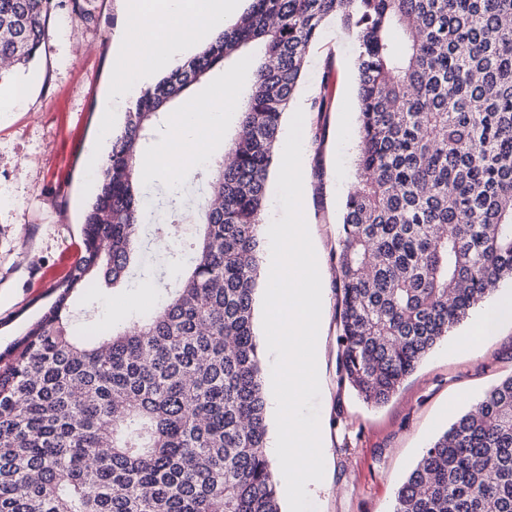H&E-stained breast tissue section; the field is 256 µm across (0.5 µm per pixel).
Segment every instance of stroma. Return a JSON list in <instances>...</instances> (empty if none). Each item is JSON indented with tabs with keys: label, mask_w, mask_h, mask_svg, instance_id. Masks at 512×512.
I'll return each instance as SVG.
<instances>
[{
	"label": "stroma",
	"mask_w": 512,
	"mask_h": 512,
	"mask_svg": "<svg viewBox=\"0 0 512 512\" xmlns=\"http://www.w3.org/2000/svg\"><path fill=\"white\" fill-rule=\"evenodd\" d=\"M95 15L86 25L70 8L51 17L45 52L28 67L39 85L22 108L0 114V351L17 341L53 299L51 286L75 265L82 249L83 216L94 195L126 105L112 102V59L134 20L123 0H87ZM356 40L335 22L323 25L297 97L319 93L326 60H333L329 112H305L304 209L322 261L335 266L337 226L345 182L355 178L358 140ZM197 165L164 171L144 183L156 215L172 188L198 193ZM319 420L327 448L326 485L311 494L316 512H389L398 487L430 441L478 397L512 375V327L480 352L459 346L458 326L384 405L366 404L340 384L337 373L336 281L323 284ZM159 289L91 288L78 306L100 325H115L153 305ZM343 494H335V487Z\"/></svg>",
	"instance_id": "stroma-1"
}]
</instances>
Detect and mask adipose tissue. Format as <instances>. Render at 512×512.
I'll return each mask as SVG.
<instances>
[{
  "label": "adipose tissue",
  "instance_id": "1",
  "mask_svg": "<svg viewBox=\"0 0 512 512\" xmlns=\"http://www.w3.org/2000/svg\"><path fill=\"white\" fill-rule=\"evenodd\" d=\"M238 0H128L126 10L138 20L127 44L117 53L112 96L124 101L147 88L154 74L175 65L200 46L204 37L224 27L237 10ZM239 104L234 77H227L216 94L190 104L171 116V134L180 145L179 155L161 150L143 167L144 178L205 160L215 134L224 127L225 113ZM512 325V295H500L475 320L463 337V350L475 353Z\"/></svg>",
  "mask_w": 512,
  "mask_h": 512
}]
</instances>
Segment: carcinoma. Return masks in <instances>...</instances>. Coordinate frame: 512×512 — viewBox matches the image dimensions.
<instances>
[{"label":"carcinoma","instance_id":"obj_1","mask_svg":"<svg viewBox=\"0 0 512 512\" xmlns=\"http://www.w3.org/2000/svg\"><path fill=\"white\" fill-rule=\"evenodd\" d=\"M141 91L112 137L84 250L0 352V512H281L254 330L260 231L284 115L324 22L359 44L357 193L338 228L340 382L386 403L490 286L512 281V0H248ZM56 0H0V60L46 48ZM258 49L228 153L199 176L165 300L77 336L74 298L134 277L140 163L175 101ZM327 60L311 111L330 103ZM154 233L179 237L184 197ZM391 512H512V375L424 451Z\"/></svg>","mask_w":512,"mask_h":512}]
</instances>
